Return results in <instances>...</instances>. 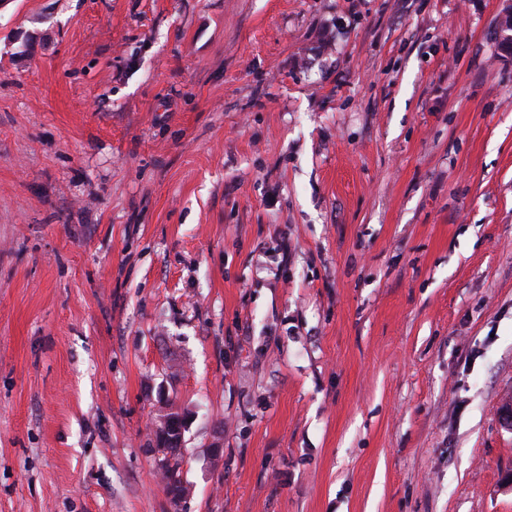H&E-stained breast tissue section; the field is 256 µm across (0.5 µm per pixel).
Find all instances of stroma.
<instances>
[{"instance_id":"1","label":"stroma","mask_w":512,"mask_h":512,"mask_svg":"<svg viewBox=\"0 0 512 512\" xmlns=\"http://www.w3.org/2000/svg\"><path fill=\"white\" fill-rule=\"evenodd\" d=\"M500 9L0 0V512H512ZM190 417L189 411L175 403H166L157 417L154 434L156 446L161 448L164 456L159 461V467L163 471L164 477L172 465V448H176L178 452L182 453L184 433Z\"/></svg>"}]
</instances>
